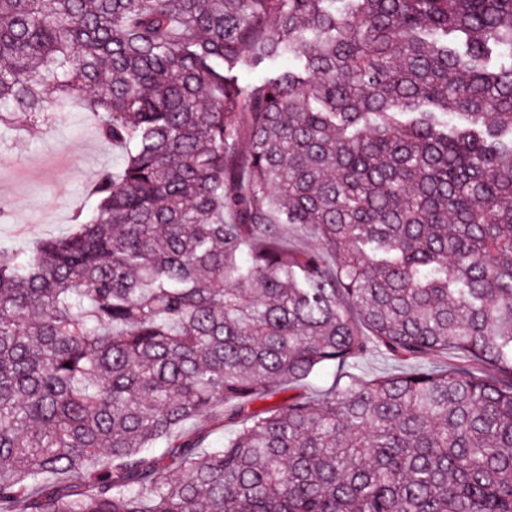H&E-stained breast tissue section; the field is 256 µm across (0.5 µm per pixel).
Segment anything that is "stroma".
<instances>
[{
    "label": "stroma",
    "mask_w": 512,
    "mask_h": 512,
    "mask_svg": "<svg viewBox=\"0 0 512 512\" xmlns=\"http://www.w3.org/2000/svg\"><path fill=\"white\" fill-rule=\"evenodd\" d=\"M120 164V150L100 137L79 106L1 151L0 204L7 205L11 219L0 223V260L69 233L74 213L93 204L88 185ZM416 367V361L376 353L352 365L326 367L309 380L283 388L269 403L280 405L297 394L318 397L349 375L372 379Z\"/></svg>",
    "instance_id": "stroma-1"
}]
</instances>
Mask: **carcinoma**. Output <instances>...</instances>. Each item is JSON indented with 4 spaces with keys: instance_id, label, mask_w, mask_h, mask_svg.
<instances>
[{
    "instance_id": "1",
    "label": "carcinoma",
    "mask_w": 512,
    "mask_h": 512,
    "mask_svg": "<svg viewBox=\"0 0 512 512\" xmlns=\"http://www.w3.org/2000/svg\"><path fill=\"white\" fill-rule=\"evenodd\" d=\"M75 104L123 165L0 264V512H512V0H0V134ZM277 68L276 64L268 61L256 66L246 58L237 65L231 74L238 78L240 83L254 84L263 77L272 74ZM418 367L413 360H400L385 354H372L359 359L354 365L328 366L309 380L299 382L288 388L285 386L279 394L268 400L256 403L258 407H270L288 402V397L295 394L317 398L324 390L335 382L343 383L345 376L354 375L362 379H372L380 376L409 373Z\"/></svg>"
}]
</instances>
